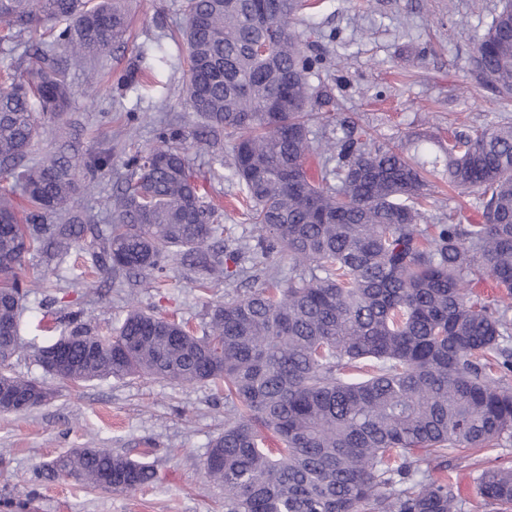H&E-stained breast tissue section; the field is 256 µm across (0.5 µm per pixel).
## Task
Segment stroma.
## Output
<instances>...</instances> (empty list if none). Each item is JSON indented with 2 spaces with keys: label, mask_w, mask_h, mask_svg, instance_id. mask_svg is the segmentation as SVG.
Wrapping results in <instances>:
<instances>
[{
  "label": "stroma",
  "mask_w": 512,
  "mask_h": 512,
  "mask_svg": "<svg viewBox=\"0 0 512 512\" xmlns=\"http://www.w3.org/2000/svg\"><path fill=\"white\" fill-rule=\"evenodd\" d=\"M185 0H126L129 32L108 57L111 94L85 93L75 71L67 115L78 162L111 149L112 165L98 174L95 195H79L81 207L110 218L105 202L126 174L125 162L148 149L159 126L170 124L194 134L197 125L183 88L188 69L184 43L171 36L183 23ZM500 0H312L299 15V28L323 63L312 78L327 99L333 122L315 119L312 137L341 138L348 125L363 128L391 145L421 137L436 151L452 131L471 125L512 124V98L485 86L471 56ZM154 67L159 82L149 88L142 74ZM142 117L128 128L131 114ZM232 147L223 143L218 157L197 155L191 165L212 194L224 200L223 242L255 245L258 231L234 198L240 187L232 175ZM425 221L444 224L456 206L470 223L481 221L477 195L458 196L444 179L431 178ZM233 274L201 295L181 260L169 263L162 283L149 275H88L91 256L72 250L56 266L38 254L24 260L26 273H47L55 286L31 292L21 319L22 351L10 373L50 387L54 396L22 413H0V512H224L223 492L201 476L210 442L223 432L230 404L207 385H178L151 378L103 379L72 385L46 374L36 359L39 347L68 332V318L108 333L130 306L173 317L200 329L209 305L248 294L253 278L288 281L298 271L287 255ZM72 448H103L154 465L156 481L143 489L118 493L60 480L38 479L36 468ZM512 466V441L463 461L453 471L463 501L476 499V477L487 467Z\"/></svg>",
  "instance_id": "obj_1"
}]
</instances>
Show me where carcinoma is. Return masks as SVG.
I'll use <instances>...</instances> for the list:
<instances>
[{
    "instance_id": "cac0c4a2",
    "label": "carcinoma",
    "mask_w": 512,
    "mask_h": 512,
    "mask_svg": "<svg viewBox=\"0 0 512 512\" xmlns=\"http://www.w3.org/2000/svg\"><path fill=\"white\" fill-rule=\"evenodd\" d=\"M302 9L303 0H185L181 31L187 105L232 141L256 258L286 252L308 276L285 287L268 277L212 305L200 336L136 306L109 336L74 315L59 380L149 376L224 389L236 413L203 462V477L224 489V512H512V468L481 470L476 504L457 499L452 478L461 450L512 439L503 346L512 305L467 291L487 274L512 296V125L472 127L434 154L378 143L355 125L313 147L310 77L323 58L297 30ZM46 24L48 36L34 40ZM128 27L124 0H0V45L17 53L0 76V385L28 409L43 403L34 381L5 368L20 349L26 289L56 284L22 273L27 254L58 263L87 240L98 272L156 276L183 254L203 290L242 255L215 246L219 205L190 166L188 151L208 154L211 140L160 127L148 152L129 156L105 231L76 209V194L95 188L112 150L83 165L61 151L30 160L39 125L69 109L67 71H85L98 91L104 56ZM273 34L274 50L260 54ZM473 62L487 86L512 97V0ZM437 175L478 193L482 223H463L460 210L446 224L423 223L427 177ZM41 468L94 488L110 469L116 492L156 480L151 465L101 448H72Z\"/></svg>"
}]
</instances>
